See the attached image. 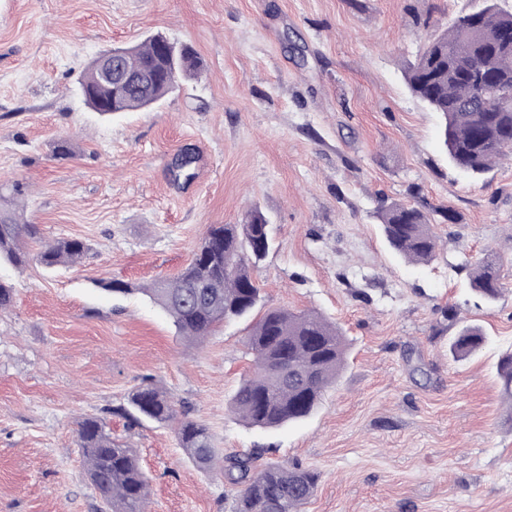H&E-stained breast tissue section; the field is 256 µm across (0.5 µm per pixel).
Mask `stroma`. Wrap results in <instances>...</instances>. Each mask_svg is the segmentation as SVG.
Segmentation results:
<instances>
[{
	"label": "stroma",
	"mask_w": 512,
	"mask_h": 512,
	"mask_svg": "<svg viewBox=\"0 0 512 512\" xmlns=\"http://www.w3.org/2000/svg\"><path fill=\"white\" fill-rule=\"evenodd\" d=\"M483 0H0V185L20 184L43 240L83 239L82 262L25 271L0 313V512H105L77 423L103 418L135 449L145 512H234L238 485L199 469L173 425L129 424L152 383L205 426L218 458L254 453L319 475L301 512H512V408L496 375L512 349V160L453 167L440 118L404 71ZM192 45L198 78L149 109L101 117L79 82L100 51L149 36ZM76 155L54 157L58 139ZM195 162L174 181L183 149ZM449 208L435 258L410 264L379 231L381 197ZM269 220L254 270L267 307L316 311L348 348L308 419L273 430L228 411L252 367L247 325L194 344L155 305L101 282L182 270L209 225ZM498 252L494 303L467 268ZM489 345L464 361L462 324ZM489 337L477 325L465 324L460 327L450 344V352L456 359H466L486 346Z\"/></svg>",
	"instance_id": "35a3bbf8"
}]
</instances>
